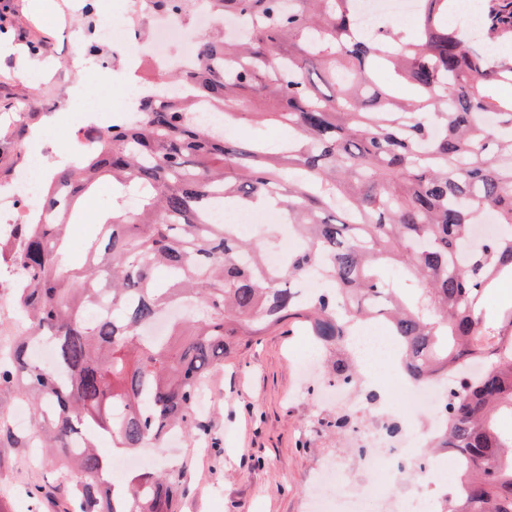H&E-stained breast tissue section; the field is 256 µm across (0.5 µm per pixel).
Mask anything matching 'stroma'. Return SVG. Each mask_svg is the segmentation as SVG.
I'll return each mask as SVG.
<instances>
[{
	"instance_id": "35a3bbf8",
	"label": "stroma",
	"mask_w": 512,
	"mask_h": 512,
	"mask_svg": "<svg viewBox=\"0 0 512 512\" xmlns=\"http://www.w3.org/2000/svg\"><path fill=\"white\" fill-rule=\"evenodd\" d=\"M64 21L34 8L35 0H0V188L22 169L33 133L57 129L63 113L88 104L109 81L130 80L116 49L92 53L85 32L101 0H56ZM38 72L36 83L20 78ZM308 336L281 327L240 347L210 379L212 400L202 408L213 447L192 456L191 441L168 454L153 450V470H187L181 512H308L307 488L321 465L343 461L357 467L348 443L322 431L332 414L321 403L323 369L296 366L310 351ZM37 427L0 432V512H56L73 480L53 456L24 447Z\"/></svg>"
}]
</instances>
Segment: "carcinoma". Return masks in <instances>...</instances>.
I'll return each mask as SVG.
<instances>
[{
	"label": "carcinoma",
	"mask_w": 512,
	"mask_h": 512,
	"mask_svg": "<svg viewBox=\"0 0 512 512\" xmlns=\"http://www.w3.org/2000/svg\"><path fill=\"white\" fill-rule=\"evenodd\" d=\"M215 15L246 20V38L196 41L197 59L157 74L135 114L100 130L78 165L52 173L39 201L46 219L0 239L23 278L11 284L23 328L0 355V386L28 391L43 425L29 447L73 463L81 481L62 512H178L185 471L143 472L132 492L105 494L107 463L90 430L120 448H162L181 432L201 439L198 393L224 358L288 322L332 346L346 328L381 320L405 345L410 378L456 373L435 448L468 460L462 496L442 512H512V302L491 316L482 301L512 280V0H481L478 36L451 25L457 0H418L409 36L388 18L365 35L356 0H210ZM323 72L313 75L314 64ZM393 77L379 85L382 72ZM411 96L399 93L401 86ZM202 107L223 114L199 124ZM286 125L294 138L247 141L227 128ZM112 178L137 211L89 218L81 204ZM66 193L59 204L54 187ZM283 212L303 246L276 268L264 260L275 227L248 238L218 223L212 207ZM495 231L475 241L481 212ZM89 226L83 266L58 263L70 234ZM398 264L419 284L385 279ZM170 277L157 281L159 268ZM327 290L305 301L309 271ZM175 304L166 332L153 325ZM47 336L48 364L28 360ZM485 365L473 377L471 360ZM336 381H357L353 362H333Z\"/></svg>",
	"instance_id": "cac0c4a2"
}]
</instances>
